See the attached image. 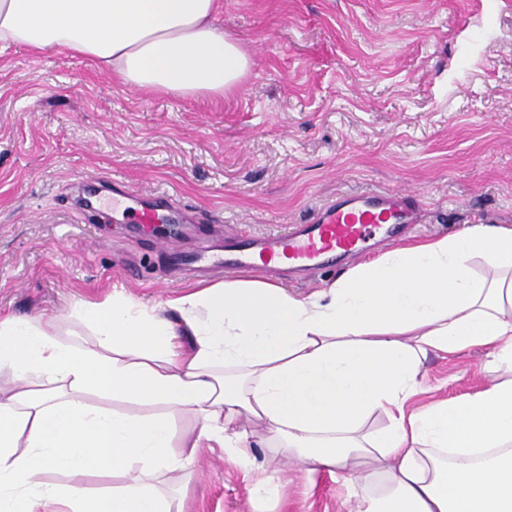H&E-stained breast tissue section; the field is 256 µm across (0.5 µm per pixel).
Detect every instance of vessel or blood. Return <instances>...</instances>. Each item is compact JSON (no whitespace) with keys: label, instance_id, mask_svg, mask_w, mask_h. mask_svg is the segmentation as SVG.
Wrapping results in <instances>:
<instances>
[{"label":"vessel or blood","instance_id":"obj_1","mask_svg":"<svg viewBox=\"0 0 512 512\" xmlns=\"http://www.w3.org/2000/svg\"><path fill=\"white\" fill-rule=\"evenodd\" d=\"M130 199L137 230L149 234L156 225H167L164 248L177 252L185 266L203 275L254 268L272 276L285 269L315 270L339 259L361 257L376 235L391 238L403 226L420 221L403 193L348 191L317 208L306 222L273 238L237 233L229 235L227 250L202 246L183 252L179 246L183 226L191 221L188 207L172 194L134 193Z\"/></svg>","mask_w":512,"mask_h":512}]
</instances>
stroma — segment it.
I'll list each match as a JSON object with an SVG mask.
<instances>
[{"label": "stroma", "mask_w": 512, "mask_h": 512, "mask_svg": "<svg viewBox=\"0 0 512 512\" xmlns=\"http://www.w3.org/2000/svg\"><path fill=\"white\" fill-rule=\"evenodd\" d=\"M217 26L252 57L237 93L159 97L54 49L0 51V312L64 316L121 291L152 307L196 290L130 224L122 183L169 193L202 226L285 232L347 189L412 192L420 223L370 258L512 226V0H220ZM96 177L98 213L79 180ZM485 358L428 353L418 404L474 393ZM253 468L202 449L173 484L186 512H349L325 470L291 469L287 510L257 503Z\"/></svg>", "instance_id": "35a3bbf8"}]
</instances>
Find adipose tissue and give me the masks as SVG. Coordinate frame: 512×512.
I'll return each instance as SVG.
<instances>
[{
  "label": "adipose tissue",
  "instance_id": "adipose-tissue-1",
  "mask_svg": "<svg viewBox=\"0 0 512 512\" xmlns=\"http://www.w3.org/2000/svg\"><path fill=\"white\" fill-rule=\"evenodd\" d=\"M217 7L0 0V45L63 49L156 95L221 97L252 59ZM475 348L480 391L411 409L427 353ZM91 391L154 411L102 409ZM376 413L386 426L367 430ZM257 429L273 454L354 477L350 512H512V229L397 247L305 298L228 279L152 308L116 292L66 320L0 312V512H183L161 479L203 448L250 466ZM56 470L67 483L46 482ZM92 474L123 483L93 490Z\"/></svg>",
  "mask_w": 512,
  "mask_h": 512
}]
</instances>
